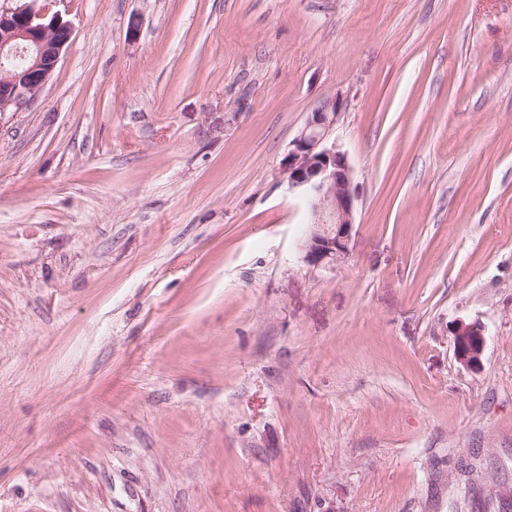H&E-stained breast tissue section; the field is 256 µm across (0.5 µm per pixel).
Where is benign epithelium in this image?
<instances>
[{
  "label": "benign epithelium",
  "mask_w": 512,
  "mask_h": 512,
  "mask_svg": "<svg viewBox=\"0 0 512 512\" xmlns=\"http://www.w3.org/2000/svg\"><path fill=\"white\" fill-rule=\"evenodd\" d=\"M31 4L0 8V118L25 109L52 78L72 37L60 16L45 19ZM339 115V99L324 100L311 112L283 163L289 186L307 200L310 230L302 250L312 267L337 264L349 255L357 198L345 152L328 144ZM455 359L477 370L486 348L481 323L458 320L452 329Z\"/></svg>",
  "instance_id": "1"
}]
</instances>
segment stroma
I'll list each match as a JSON object with an SVG mask.
<instances>
[{"label": "stroma", "instance_id": "1", "mask_svg": "<svg viewBox=\"0 0 512 512\" xmlns=\"http://www.w3.org/2000/svg\"><path fill=\"white\" fill-rule=\"evenodd\" d=\"M37 6L73 34L0 118V512H512V0ZM333 96L313 268L282 163ZM339 99L311 112L283 163L289 186L307 200L310 230L302 250L312 267L337 264L349 255L357 198L345 152L328 145L339 115ZM455 359L463 367L478 370L486 348L485 329L481 323L457 320L452 329Z\"/></svg>", "mask_w": 512, "mask_h": 512}]
</instances>
